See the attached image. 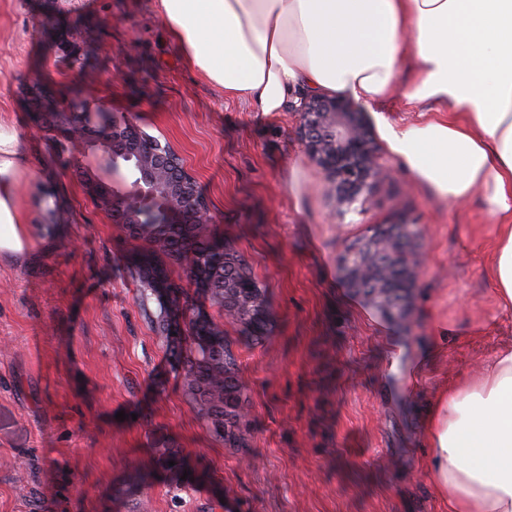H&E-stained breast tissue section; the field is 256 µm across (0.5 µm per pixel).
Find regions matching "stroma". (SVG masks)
I'll return each mask as SVG.
<instances>
[{"mask_svg":"<svg viewBox=\"0 0 512 512\" xmlns=\"http://www.w3.org/2000/svg\"><path fill=\"white\" fill-rule=\"evenodd\" d=\"M36 85L78 96L91 116L107 106L181 155L215 217L211 237L265 292V339L112 223L80 172L105 185L114 173L98 153L69 166ZM0 123L32 158L19 194L34 242L30 262L0 255V512H443L426 474L427 413L443 387L482 370L503 324L479 196L441 198L378 137L386 170L338 217L299 113L226 100L185 65L155 0H0ZM398 221L417 231L421 264L402 321L340 266ZM140 267L170 283L161 302L223 330L245 387V446L225 447L198 414L172 355L186 327L145 318ZM440 324L448 337L425 359Z\"/></svg>","mask_w":512,"mask_h":512,"instance_id":"35a3bbf8","label":"stroma"}]
</instances>
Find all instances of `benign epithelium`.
<instances>
[{"label": "benign epithelium", "mask_w": 512, "mask_h": 512, "mask_svg": "<svg viewBox=\"0 0 512 512\" xmlns=\"http://www.w3.org/2000/svg\"><path fill=\"white\" fill-rule=\"evenodd\" d=\"M31 95L38 100L43 120L54 119L53 128L64 141L81 145L85 150H97L112 168L124 165L131 172L133 181L129 187L107 188L103 193V204L113 222L142 224L148 213L160 209L167 215L168 223L180 224L182 206L190 203L191 223L201 227L214 223L194 178L174 150L154 142L145 150L129 152L124 148L129 129L123 123L114 122L105 133L94 135L76 118L81 112L76 101L36 91ZM296 111L300 112L308 157L327 172L337 208H351L370 189L382 168L361 113L345 99L330 95L306 99ZM413 238L408 225L397 222L392 232L370 236L341 256V268L350 285L366 289L368 298L387 314L389 268L404 270L406 289L415 287L419 278L418 262L413 260Z\"/></svg>", "instance_id": "benign-epithelium-1"}]
</instances>
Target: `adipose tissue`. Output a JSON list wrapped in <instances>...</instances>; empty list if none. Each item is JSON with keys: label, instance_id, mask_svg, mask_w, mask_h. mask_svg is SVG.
<instances>
[{"label": "adipose tissue", "instance_id": "adipose-tissue-1", "mask_svg": "<svg viewBox=\"0 0 512 512\" xmlns=\"http://www.w3.org/2000/svg\"><path fill=\"white\" fill-rule=\"evenodd\" d=\"M186 63L258 111L340 92L367 107L395 89L437 118L379 117L389 150L421 184L480 195L497 229L491 269L512 316V0H156ZM413 78L400 85L404 66ZM30 165L0 124V253L32 252L19 182ZM430 483L447 512H512V336L481 374L449 384L427 417Z\"/></svg>", "mask_w": 512, "mask_h": 512}]
</instances>
